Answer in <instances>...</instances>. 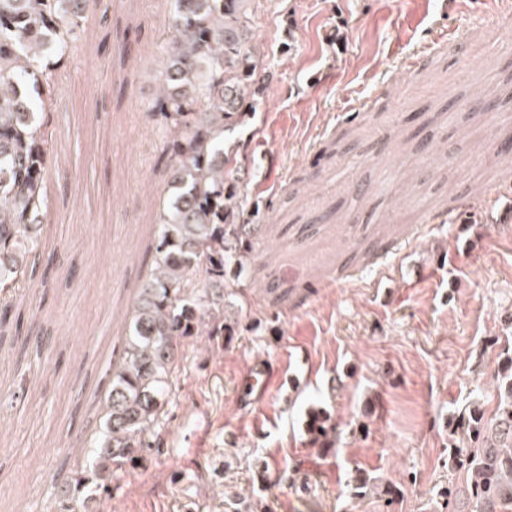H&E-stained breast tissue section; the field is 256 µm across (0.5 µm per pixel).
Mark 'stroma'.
<instances>
[{
  "mask_svg": "<svg viewBox=\"0 0 512 512\" xmlns=\"http://www.w3.org/2000/svg\"><path fill=\"white\" fill-rule=\"evenodd\" d=\"M59 73L48 222L57 253L33 329L51 350L0 345V512H53L50 475L94 427L119 321L167 176L145 118L170 37L166 0H101ZM270 79L228 141L257 265L226 274L223 335L185 346L158 447L100 512H448L460 422H493L512 337V41L491 0H260ZM461 34L449 38V31ZM415 66H408L409 58ZM495 112L467 114V92ZM372 193L355 200L352 187ZM287 382L241 401L248 365ZM330 439L309 430L313 416Z\"/></svg>",
  "mask_w": 512,
  "mask_h": 512,
  "instance_id": "1",
  "label": "stroma"
}]
</instances>
